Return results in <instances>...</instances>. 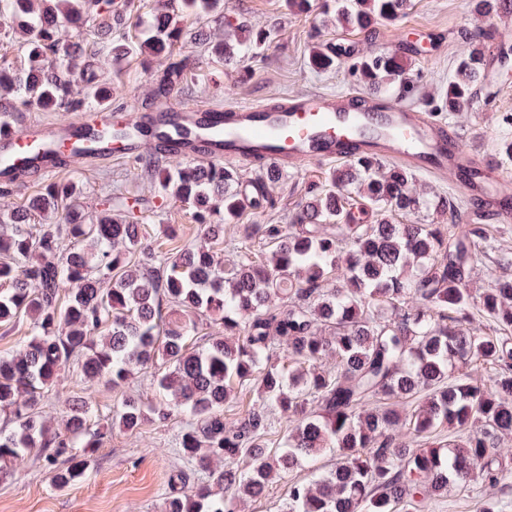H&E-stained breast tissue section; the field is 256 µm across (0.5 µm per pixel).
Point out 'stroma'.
Masks as SVG:
<instances>
[{
	"label": "stroma",
	"instance_id": "35a3bbf8",
	"mask_svg": "<svg viewBox=\"0 0 512 512\" xmlns=\"http://www.w3.org/2000/svg\"><path fill=\"white\" fill-rule=\"evenodd\" d=\"M224 13L235 22L269 29L267 43L246 51L235 65L213 60L201 52L199 45H186L182 53L189 63L188 83L168 96V103L268 106L295 94L359 89L350 63L328 72L316 71L309 64L314 46L332 42L340 32L335 16H324L317 7L305 14L296 13L285 8L284 0H224ZM491 25L512 29V15L491 24L474 12L470 0H412L407 13L398 20L368 33L353 32L352 38L361 55L375 49L394 53L399 46H406L405 78L414 88L411 100L431 110L442 82L447 81L457 58L467 48L469 33ZM94 66L101 77L112 82L113 111L133 112L140 107L153 80L152 70L142 66L140 56L116 62L104 54L95 58ZM486 73L493 98L478 94L471 110L447 112L443 118L464 134L469 150L491 157L497 142L512 136V123L506 121L512 116V62L494 61ZM336 166L332 160L283 171L273 191L272 205L261 213H246L241 224L288 223L303 203L307 185L324 181ZM54 177L76 181L81 202L90 212L112 192L133 198V211L144 226V243L149 248L167 251L195 240L199 234L185 206L164 196L158 184L144 173L139 158L80 163L55 172ZM170 224L179 227L173 240L165 233ZM241 224L224 227V237L218 244L224 262L237 259L244 248L253 259H264L270 253L269 245L260 237L243 239ZM487 234L495 248L471 272L469 286L476 294L487 288L489 272L512 276V224L488 225ZM91 392L95 413L102 419L111 415L126 396L154 399L155 375L150 371L136 375L128 386L119 389L99 383ZM184 422V417L178 416L146 425L136 433L113 428L111 438L98 449L88 477L64 489L55 487L47 469L21 464L12 477L0 480V512H162L170 477L185 467L176 452ZM335 463L336 457L330 452L302 462L284 479L271 484L264 496L244 502L242 512H277L289 482L310 481Z\"/></svg>",
	"mask_w": 512,
	"mask_h": 512
}]
</instances>
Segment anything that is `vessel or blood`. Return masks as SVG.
<instances>
[{
	"mask_svg": "<svg viewBox=\"0 0 512 512\" xmlns=\"http://www.w3.org/2000/svg\"><path fill=\"white\" fill-rule=\"evenodd\" d=\"M224 107L166 106L132 114L125 138L102 152V160L165 148L168 156L202 161L243 162L261 155L285 170L299 163L341 159L345 146L359 142L362 152L396 159L411 169L455 174L467 196L481 201L497 224L512 223V172L494 159L466 151L458 135L418 105L399 99H364L356 92L308 93L282 100L277 109L260 104ZM105 115L66 122L33 120L0 135V162L15 164L42 153L41 174H52L60 147L78 146L86 127H101Z\"/></svg>",
	"mask_w": 512,
	"mask_h": 512,
	"instance_id": "1",
	"label": "vessel or blood"
}]
</instances>
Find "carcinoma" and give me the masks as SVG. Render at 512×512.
I'll use <instances>...</instances> for the list:
<instances>
[{
  "label": "carcinoma",
  "instance_id": "carcinoma-1",
  "mask_svg": "<svg viewBox=\"0 0 512 512\" xmlns=\"http://www.w3.org/2000/svg\"><path fill=\"white\" fill-rule=\"evenodd\" d=\"M132 0H0V31L19 29L29 65L0 64V133L22 113L85 112L112 100V84L97 82L90 63L101 51L116 58L137 50L163 61L153 94L188 82L187 58L176 50L183 31L176 16L224 11L223 0H168L152 11L145 38L132 44L126 20ZM410 0H336L344 24L368 31L403 15ZM94 25L97 40L84 38ZM261 30L235 44L199 42L225 64L244 48L266 41ZM336 55L318 50L311 65L336 67ZM405 70L403 59L371 51L353 72L381 88ZM80 76L84 98L71 95ZM484 81L483 54L474 42L443 83L441 108H470ZM32 171L0 168V195ZM165 194L186 204L205 244H185L155 255L143 245L141 225L112 199L94 214L76 202L79 186L52 181L7 215L0 236V327L29 321V337L0 356V478L32 455L52 482L65 488L82 479L112 429L92 419L86 396L66 408L64 429L43 417L50 387L75 361L85 382L120 387L160 363V400H126L113 420L136 432L154 421L189 417L178 453L207 479L184 490L189 473L176 474L163 512H240L273 481L307 458L336 452V466L310 483L288 487L279 512H401L455 485L495 487L509 478L493 449L512 431V277L490 278L475 296L466 277L482 260L487 233L446 196L422 199L413 173L375 157L347 159L325 181L312 183L287 224H242L244 236L275 245L265 261L246 255L224 264L212 243L224 225L243 216L242 177L228 164L157 160L147 168ZM280 171L261 169L254 209L272 202ZM433 210L448 224H395L392 215ZM61 214L34 224L36 217ZM146 257L133 264L129 254ZM67 289L65 301L60 291ZM211 332L189 343L200 318ZM336 372L321 369L328 356ZM481 368L476 382L453 367ZM258 380L257 400L236 422L224 420L234 390ZM423 403L409 411L416 396ZM382 406L368 408L371 403ZM291 418L283 447L267 436L276 412ZM448 429V443L413 448Z\"/></svg>",
  "mask_w": 512,
  "mask_h": 512
}]
</instances>
